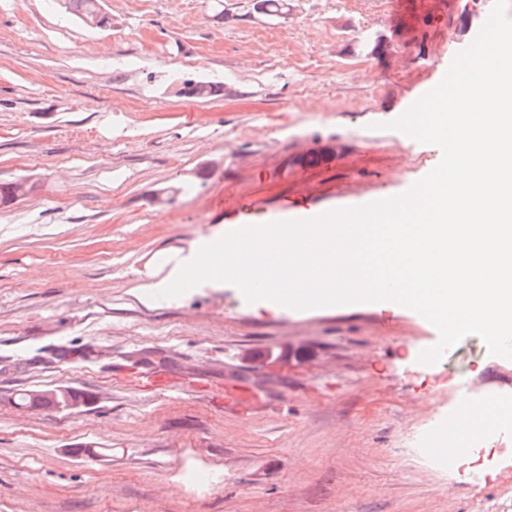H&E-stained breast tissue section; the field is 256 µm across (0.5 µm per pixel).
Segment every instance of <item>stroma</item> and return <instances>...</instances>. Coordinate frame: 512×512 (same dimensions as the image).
<instances>
[{"label":"stroma","instance_id":"obj_1","mask_svg":"<svg viewBox=\"0 0 512 512\" xmlns=\"http://www.w3.org/2000/svg\"><path fill=\"white\" fill-rule=\"evenodd\" d=\"M103 0L106 30L53 0H0V512H482L512 503V427L480 482L428 470L404 439L460 395L512 399V360L476 335L434 364L438 332L380 302L293 313L204 282L151 289L280 207L392 194L441 149L389 129L477 37L486 0ZM286 35L284 49L269 42ZM221 94L179 95L183 80ZM174 190L172 203L151 196ZM66 359H58V351ZM163 374L164 388L132 380ZM248 386V411L214 399ZM70 387L72 411L20 412ZM25 390H19L13 393L15 395V402L18 405H27L29 400L25 395ZM30 398L32 405H37L45 399L53 400L58 409L61 410H74L82 406L83 402H72L70 399V388L57 387L54 389L44 390H29L26 392Z\"/></svg>","mask_w":512,"mask_h":512}]
</instances>
